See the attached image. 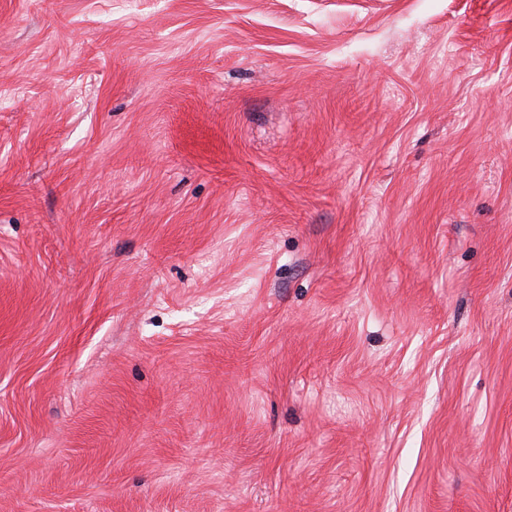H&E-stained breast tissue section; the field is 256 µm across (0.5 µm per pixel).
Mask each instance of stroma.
<instances>
[{
    "label": "stroma",
    "mask_w": 512,
    "mask_h": 512,
    "mask_svg": "<svg viewBox=\"0 0 512 512\" xmlns=\"http://www.w3.org/2000/svg\"><path fill=\"white\" fill-rule=\"evenodd\" d=\"M0 512H512V0H0Z\"/></svg>",
    "instance_id": "obj_1"
}]
</instances>
